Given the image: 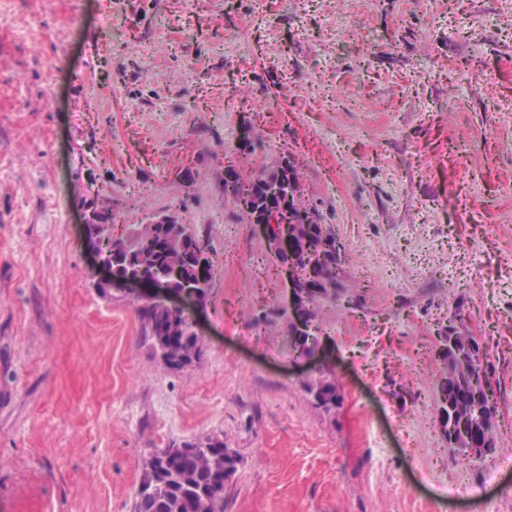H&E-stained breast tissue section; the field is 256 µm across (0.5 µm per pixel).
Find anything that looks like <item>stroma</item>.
Segmentation results:
<instances>
[{"mask_svg": "<svg viewBox=\"0 0 512 512\" xmlns=\"http://www.w3.org/2000/svg\"><path fill=\"white\" fill-rule=\"evenodd\" d=\"M285 160L356 288L319 307L320 374L224 193ZM93 206L208 238L192 364L99 292ZM454 316L493 367L475 462L435 423ZM210 437L224 512H512V0H0V512H134L152 453Z\"/></svg>", "mask_w": 512, "mask_h": 512, "instance_id": "35a3bbf8", "label": "stroma"}]
</instances>
